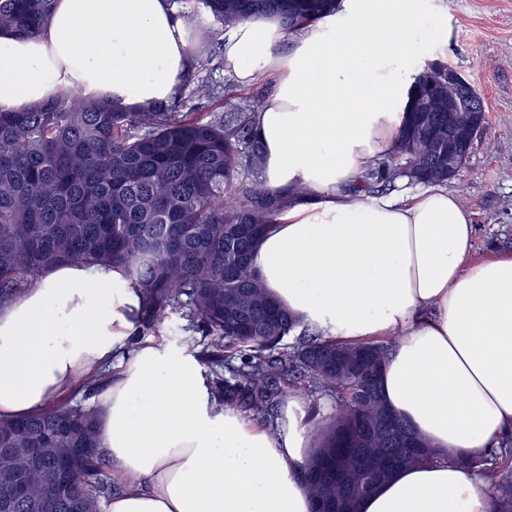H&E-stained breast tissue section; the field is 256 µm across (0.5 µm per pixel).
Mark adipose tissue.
<instances>
[{
  "label": "adipose tissue",
  "instance_id": "adipose-tissue-1",
  "mask_svg": "<svg viewBox=\"0 0 512 512\" xmlns=\"http://www.w3.org/2000/svg\"><path fill=\"white\" fill-rule=\"evenodd\" d=\"M277 23L256 18L224 36L240 83L280 70L257 131L262 175L306 185L260 240L267 292L329 340L392 342L386 405L440 458L397 471L359 512H491L489 485L456 457H481L512 431V255L477 261L475 228L452 193L351 202L336 187L393 141L407 71L424 40L417 0H353L346 17L295 37L281 57ZM206 44L169 0H56L42 32L0 31V111L22 112L78 90L137 112L169 102ZM142 295L114 269L44 271L0 309V417L52 406L116 362L96 397L99 436L124 491L104 512H315L297 472L306 429L285 413L276 431L218 406L192 356L126 344Z\"/></svg>",
  "mask_w": 512,
  "mask_h": 512
}]
</instances>
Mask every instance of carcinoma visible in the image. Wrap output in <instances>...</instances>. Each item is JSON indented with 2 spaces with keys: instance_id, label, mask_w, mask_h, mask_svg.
<instances>
[{
  "instance_id": "carcinoma-1",
  "label": "carcinoma",
  "mask_w": 512,
  "mask_h": 512,
  "mask_svg": "<svg viewBox=\"0 0 512 512\" xmlns=\"http://www.w3.org/2000/svg\"><path fill=\"white\" fill-rule=\"evenodd\" d=\"M55 0H0V31L32 36ZM341 0H202L226 29L258 17L280 30L302 32L336 14ZM461 121L487 126L481 96L459 77ZM265 96L244 108L174 112L165 105L125 112L78 91L53 94L26 112L0 111V304L31 287L47 268L64 265L119 269L140 287V327L161 326L173 314L186 332L207 339L201 358L224 363V349L244 353L241 365L215 374L220 405L269 412L281 402L321 393L336 413L317 419L315 444L299 477L316 506L359 512L360 502L393 473L438 456L384 403L380 376L389 346L321 338L280 349L300 321L261 284L254 268L259 240L290 207L309 201L306 186L271 187L260 176L263 150L256 118ZM448 174V74L413 77L405 117L392 145L338 187L351 199L399 185H445ZM371 354L367 365L336 362V351ZM95 408L64 404L23 419H0V448L24 442L82 448L68 474L69 495L49 512H98L117 487L98 434ZM493 512H512V476L487 472Z\"/></svg>"
}]
</instances>
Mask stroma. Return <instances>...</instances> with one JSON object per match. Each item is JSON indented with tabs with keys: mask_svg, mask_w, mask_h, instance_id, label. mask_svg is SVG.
Segmentation results:
<instances>
[{
	"mask_svg": "<svg viewBox=\"0 0 512 512\" xmlns=\"http://www.w3.org/2000/svg\"><path fill=\"white\" fill-rule=\"evenodd\" d=\"M425 26L446 23L448 41H424L419 61L448 64L479 93L487 109L485 133L475 140L459 176L448 182L476 226L474 258L512 252V0H422ZM210 85L214 106L242 107L248 97L272 96L273 79L241 86L232 71L212 64L194 66L174 101L182 112L200 111L197 89ZM172 316L154 331H139L134 343L160 342L199 353V335L183 331Z\"/></svg>",
	"mask_w": 512,
	"mask_h": 512,
	"instance_id": "1",
	"label": "stroma"
}]
</instances>
